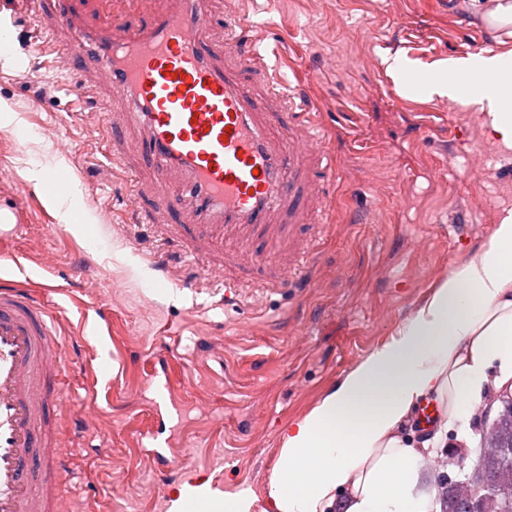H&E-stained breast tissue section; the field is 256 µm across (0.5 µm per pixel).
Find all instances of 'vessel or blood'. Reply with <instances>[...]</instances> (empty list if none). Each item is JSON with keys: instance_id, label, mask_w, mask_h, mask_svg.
<instances>
[{"instance_id": "1", "label": "vessel or blood", "mask_w": 512, "mask_h": 512, "mask_svg": "<svg viewBox=\"0 0 512 512\" xmlns=\"http://www.w3.org/2000/svg\"><path fill=\"white\" fill-rule=\"evenodd\" d=\"M61 25L74 40L68 65L93 58L128 101L157 175L150 192L189 234L188 256H201L228 226L259 228L278 216L307 223L320 210L302 181L297 112L292 98L268 109L250 93L240 69L218 63L206 42L209 0H174L171 10L134 31L87 28L68 0H57ZM293 120L286 138L272 131ZM180 179L178 194L165 182ZM57 313L30 290L0 288V512H60L59 488L70 481L73 455L55 427L53 410L65 365Z\"/></svg>"}]
</instances>
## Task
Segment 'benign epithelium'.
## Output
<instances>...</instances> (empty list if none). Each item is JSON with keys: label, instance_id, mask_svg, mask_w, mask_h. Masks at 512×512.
<instances>
[{"label": "benign epithelium", "instance_id": "1", "mask_svg": "<svg viewBox=\"0 0 512 512\" xmlns=\"http://www.w3.org/2000/svg\"><path fill=\"white\" fill-rule=\"evenodd\" d=\"M505 395L492 393L488 395L485 405L476 413V419L484 424L480 439L479 457H484L492 449L500 447L498 441V427L504 419L503 413L491 415L493 406L503 402ZM445 472L439 475L444 485L454 490L456 499L467 505H478L487 498L500 501L501 512H512V475L504 474L494 483L486 482L480 478V463L468 466L466 458L460 455H451L442 464Z\"/></svg>", "mask_w": 512, "mask_h": 512}]
</instances>
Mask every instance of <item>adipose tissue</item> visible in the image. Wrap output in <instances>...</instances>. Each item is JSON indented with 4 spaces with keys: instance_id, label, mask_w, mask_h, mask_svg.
I'll list each match as a JSON object with an SVG mask.
<instances>
[{
    "instance_id": "adipose-tissue-1",
    "label": "adipose tissue",
    "mask_w": 512,
    "mask_h": 512,
    "mask_svg": "<svg viewBox=\"0 0 512 512\" xmlns=\"http://www.w3.org/2000/svg\"><path fill=\"white\" fill-rule=\"evenodd\" d=\"M512 52L453 60L441 87L450 97L486 103V126L512 150ZM388 397L360 408L370 386ZM512 384V210L489 242L449 270L430 300L390 345L354 366L283 435L269 496L276 512H443L442 489L422 464L423 451L488 388ZM434 399L441 425L418 440L409 426ZM256 496L209 483L183 485L168 512H253Z\"/></svg>"
}]
</instances>
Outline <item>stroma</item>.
<instances>
[{
  "mask_svg": "<svg viewBox=\"0 0 512 512\" xmlns=\"http://www.w3.org/2000/svg\"><path fill=\"white\" fill-rule=\"evenodd\" d=\"M172 0H73L91 24L130 29ZM236 4L284 86L316 113L335 174L309 167L328 210L316 224L272 226L216 243L224 260L197 291L198 276L173 223L140 193L152 173L127 102L94 61L51 68L31 84L14 58L31 33L48 53L68 48L44 0H17L14 57L0 56V101L21 124L0 137V208L21 228L0 260V283L22 284L61 316L67 338L64 407L78 441L63 512H167L186 483L225 493L252 490L269 512L270 478L288 424L372 351L392 342L452 266L490 239L512 208V152L487 133L485 114L461 98L421 90L422 74L448 62L512 51V28L490 29L470 0H212L207 41L224 49V13ZM413 62L394 72V58ZM42 107L31 111V98ZM112 112H96V100ZM127 154L113 159L109 136ZM485 150L483 181L467 168ZM64 170L92 217L62 223L28 178ZM241 273L225 300L224 274ZM167 374L172 407L155 412L154 375ZM474 423L454 428L425 454L437 474L447 454L475 460Z\"/></svg>",
  "mask_w": 512,
  "mask_h": 512,
  "instance_id": "stroma-1",
  "label": "stroma"
}]
</instances>
